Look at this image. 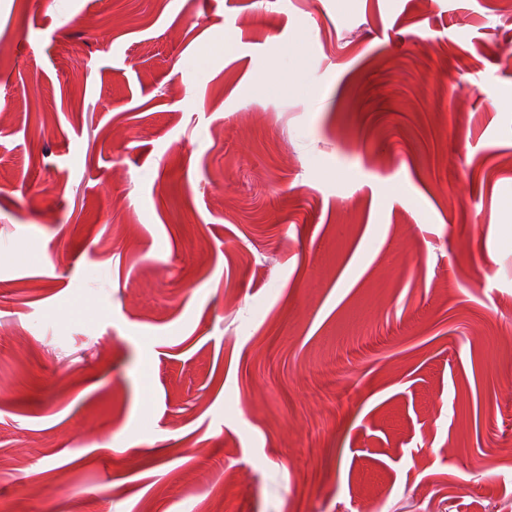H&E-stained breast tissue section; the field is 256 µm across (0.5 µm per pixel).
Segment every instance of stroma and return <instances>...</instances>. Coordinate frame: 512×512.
Here are the masks:
<instances>
[{"label":"stroma","instance_id":"35a3bbf8","mask_svg":"<svg viewBox=\"0 0 512 512\" xmlns=\"http://www.w3.org/2000/svg\"><path fill=\"white\" fill-rule=\"evenodd\" d=\"M509 43L497 0H0V512H512Z\"/></svg>","mask_w":512,"mask_h":512}]
</instances>
